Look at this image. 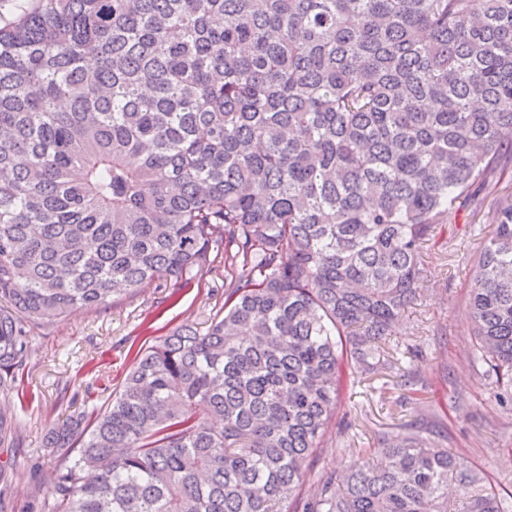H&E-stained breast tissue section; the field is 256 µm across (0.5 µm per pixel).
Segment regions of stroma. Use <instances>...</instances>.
<instances>
[{"label":"stroma","instance_id":"1","mask_svg":"<svg viewBox=\"0 0 512 512\" xmlns=\"http://www.w3.org/2000/svg\"><path fill=\"white\" fill-rule=\"evenodd\" d=\"M485 219L460 213L424 249L423 291L386 338L411 381L401 385L383 372L341 393L339 420L311 457L303 497L316 493L323 474L419 434L463 458L503 500L512 499V401L502 400L473 354L466 296ZM223 303L224 265L216 262L194 271L185 287L153 285L102 310L78 308L49 327H34L17 391L0 394L1 405L26 414L19 447H0V466L19 473L0 487L6 512H45L53 479L48 428L86 401L103 404L119 388L131 344L150 345L180 325H202Z\"/></svg>","mask_w":512,"mask_h":512}]
</instances>
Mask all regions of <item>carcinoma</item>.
<instances>
[{"mask_svg": "<svg viewBox=\"0 0 512 512\" xmlns=\"http://www.w3.org/2000/svg\"><path fill=\"white\" fill-rule=\"evenodd\" d=\"M0 27V391L30 326L224 257V306L52 427L48 512H509L418 435L300 498L420 255L512 181V0H19ZM96 70L88 73V58ZM38 87V94L29 89ZM468 298L512 387V193ZM23 421L0 407V445Z\"/></svg>", "mask_w": 512, "mask_h": 512, "instance_id": "obj_1", "label": "carcinoma"}]
</instances>
